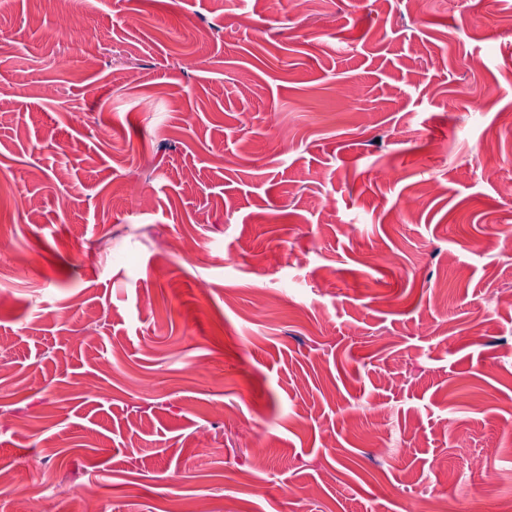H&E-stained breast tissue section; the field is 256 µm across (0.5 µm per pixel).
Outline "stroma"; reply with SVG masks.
<instances>
[{"instance_id": "1", "label": "stroma", "mask_w": 512, "mask_h": 512, "mask_svg": "<svg viewBox=\"0 0 512 512\" xmlns=\"http://www.w3.org/2000/svg\"><path fill=\"white\" fill-rule=\"evenodd\" d=\"M69 11L82 34L57 29L54 0H0V178L42 201L32 218L0 196V463L16 485L92 487L100 512L173 494L409 512L436 490L499 512L512 304L489 299L512 290V0ZM176 235L213 261L172 252ZM480 459L490 484L467 477Z\"/></svg>"}]
</instances>
